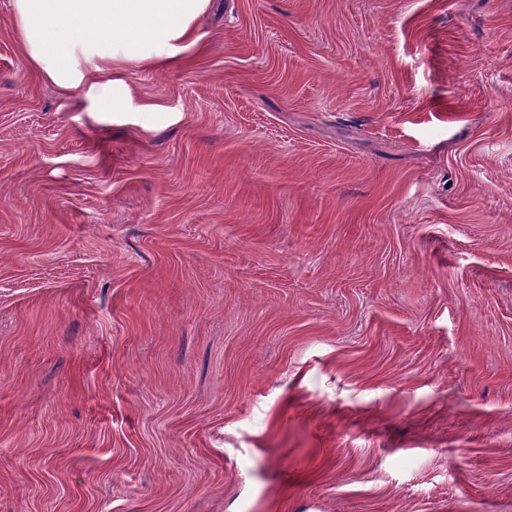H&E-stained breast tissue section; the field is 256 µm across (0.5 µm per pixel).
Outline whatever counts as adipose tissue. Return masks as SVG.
<instances>
[{
  "mask_svg": "<svg viewBox=\"0 0 512 512\" xmlns=\"http://www.w3.org/2000/svg\"><path fill=\"white\" fill-rule=\"evenodd\" d=\"M210 0H11L15 27L31 66L69 89L82 77L69 36H81L97 81L94 95L111 104L124 86L123 65H171L197 44V21Z\"/></svg>",
  "mask_w": 512,
  "mask_h": 512,
  "instance_id": "obj_1",
  "label": "adipose tissue"
}]
</instances>
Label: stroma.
Returning a JSON list of instances; mask_svg holds the SVG:
<instances>
[{
    "label": "stroma",
    "instance_id": "35a3bbf8",
    "mask_svg": "<svg viewBox=\"0 0 512 512\" xmlns=\"http://www.w3.org/2000/svg\"><path fill=\"white\" fill-rule=\"evenodd\" d=\"M112 107L0 0V512H512V0H212Z\"/></svg>",
    "mask_w": 512,
    "mask_h": 512
}]
</instances>
